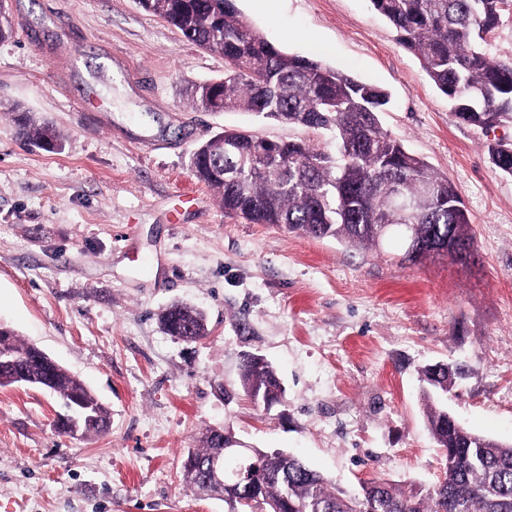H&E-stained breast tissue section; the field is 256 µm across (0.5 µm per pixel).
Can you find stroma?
Here are the masks:
<instances>
[{
    "mask_svg": "<svg viewBox=\"0 0 512 512\" xmlns=\"http://www.w3.org/2000/svg\"><path fill=\"white\" fill-rule=\"evenodd\" d=\"M0 41V322L83 380L110 417L73 439L47 391L0 387V512H226L186 491L182 462L205 427L300 456L356 494L445 470L421 396L424 367L464 363L447 405L512 442V175L492 163L512 119L462 122L370 0H235L285 52L385 89L384 132L457 187L477 260L403 262L404 245L354 247L225 215L192 173L221 128L280 141L325 136L240 111L201 112L193 84L224 58L136 0H8ZM90 102L98 116L78 111ZM49 121L65 148L27 147L13 112ZM194 192L196 208L178 196ZM203 311L184 342L158 314ZM271 362L283 402L254 405L243 354Z\"/></svg>",
    "mask_w": 512,
    "mask_h": 512,
    "instance_id": "35a3bbf8",
    "label": "stroma"
}]
</instances>
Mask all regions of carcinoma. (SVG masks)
Here are the masks:
<instances>
[{"instance_id": "1", "label": "carcinoma", "mask_w": 512, "mask_h": 512, "mask_svg": "<svg viewBox=\"0 0 512 512\" xmlns=\"http://www.w3.org/2000/svg\"><path fill=\"white\" fill-rule=\"evenodd\" d=\"M188 41L224 56V78L193 87L190 98L202 112L242 110L315 132L332 148L305 141L275 148L241 130H223L192 155V171L214 189L224 213L253 224H271L351 246H378L405 239L404 225L422 237L437 229L474 247L468 215L455 185L435 174L420 157L383 132L379 114L388 104L379 87L335 72L320 61L287 54L245 21L235 0H138ZM394 27L397 43L415 54L435 87L448 97L463 122L490 128L512 116V59L491 53L490 37L512 0H370ZM17 136L51 152L63 141L47 122L26 112L14 117ZM500 171L512 175V144L491 148ZM397 186L415 207L400 212L389 199ZM434 189L426 196L422 188ZM165 331L197 341L207 335L205 316L173 304L160 315ZM0 347L26 352L22 366L29 385L76 397L97 420L85 436L101 435L110 421L87 386L54 361L36 358L34 347L3 325ZM455 369L437 363L422 372L427 427L442 452L444 477L405 493L385 479L363 486L351 498L299 458L280 449L255 448L247 460L259 477L236 491L239 512H512V443L475 434L448 420L443 396ZM241 380L251 399L283 400L285 388L264 358L247 354ZM188 452L181 477L204 479L210 459L224 451L211 429Z\"/></svg>"}]
</instances>
